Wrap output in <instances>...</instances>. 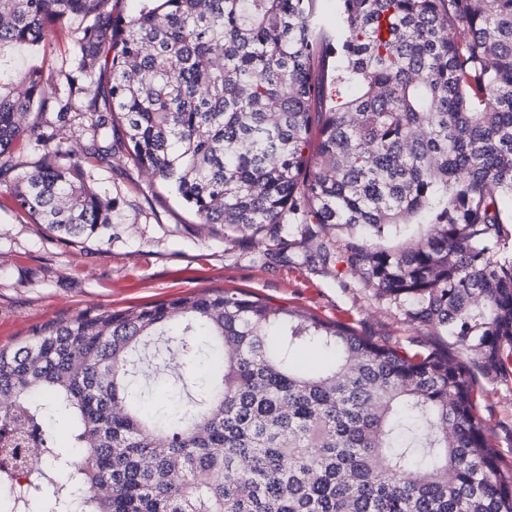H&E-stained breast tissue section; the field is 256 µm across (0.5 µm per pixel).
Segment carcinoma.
Listing matches in <instances>:
<instances>
[{
  "label": "carcinoma",
  "mask_w": 512,
  "mask_h": 512,
  "mask_svg": "<svg viewBox=\"0 0 512 512\" xmlns=\"http://www.w3.org/2000/svg\"><path fill=\"white\" fill-rule=\"evenodd\" d=\"M109 0H0V157L30 134L43 160L18 174L17 208L61 242L112 223L85 166L124 150L224 238L275 240L301 224L357 234L316 252L341 263L450 351L409 353L240 289L33 329L0 349V447L14 478L69 417L77 452L35 445L51 485L28 512H512V465L487 435L474 371L512 374V0H159L117 20ZM80 20L69 92L4 54ZM110 73L99 105L96 71ZM92 136L72 157L26 123ZM121 130L123 138L110 139ZM427 224L400 248L375 240ZM204 336L224 360L180 425L155 421L131 382L159 342L193 365ZM331 355L306 371L295 353ZM198 474L207 481H196Z\"/></svg>",
  "instance_id": "obj_1"
}]
</instances>
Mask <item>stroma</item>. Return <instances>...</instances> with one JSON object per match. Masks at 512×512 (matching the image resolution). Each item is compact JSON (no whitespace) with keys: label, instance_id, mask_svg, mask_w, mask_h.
Returning <instances> with one entry per match:
<instances>
[{"label":"stroma","instance_id":"stroma-1","mask_svg":"<svg viewBox=\"0 0 512 512\" xmlns=\"http://www.w3.org/2000/svg\"><path fill=\"white\" fill-rule=\"evenodd\" d=\"M78 24H49L43 47H22L20 64L41 66L57 94L67 92ZM35 138L18 142L0 159V347L24 342L32 328L79 315L121 310L207 289L239 288L279 304L298 306L324 319L345 323L360 334L407 350L447 348V337L412 323L377 299L345 266H312L306 256L320 242L347 239V228L311 224L286 237L227 241L197 223L158 179L116 154L89 168L87 180L112 202V226L82 243L57 241L45 225L15 208L10 187L17 174L40 163ZM181 359L160 352L146 372L153 390L146 407L172 416L190 408L205 364L193 365L186 383L177 376ZM481 413L499 455L512 464V379L477 376Z\"/></svg>","mask_w":512,"mask_h":512}]
</instances>
